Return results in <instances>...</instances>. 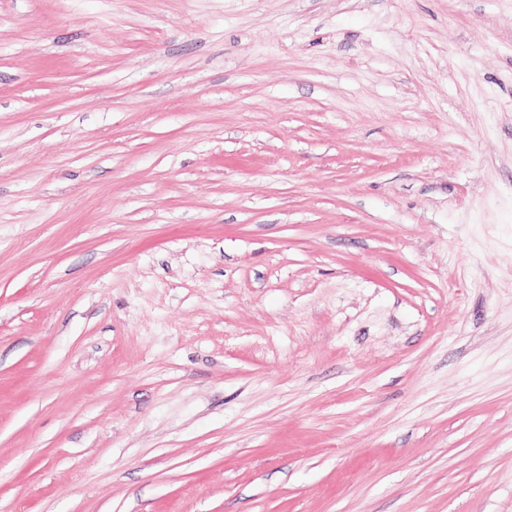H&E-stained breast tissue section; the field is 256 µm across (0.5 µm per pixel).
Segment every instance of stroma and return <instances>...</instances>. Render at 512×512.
I'll use <instances>...</instances> for the list:
<instances>
[{
	"mask_svg": "<svg viewBox=\"0 0 512 512\" xmlns=\"http://www.w3.org/2000/svg\"><path fill=\"white\" fill-rule=\"evenodd\" d=\"M0 512H512V0H0Z\"/></svg>",
	"mask_w": 512,
	"mask_h": 512,
	"instance_id": "obj_1",
	"label": "stroma"
}]
</instances>
